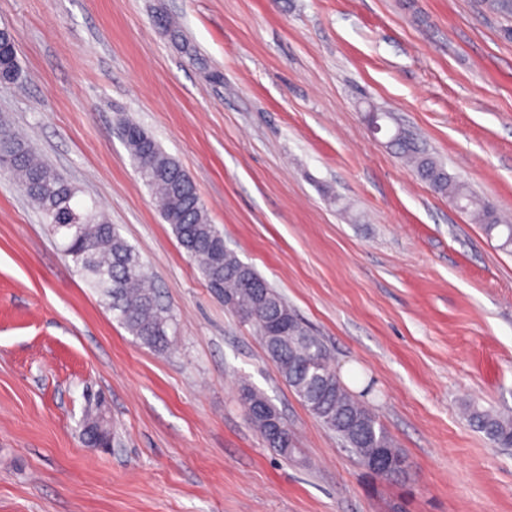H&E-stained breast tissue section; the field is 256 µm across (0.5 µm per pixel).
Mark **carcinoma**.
Returning a JSON list of instances; mask_svg holds the SVG:
<instances>
[{
	"instance_id": "cac0c4a2",
	"label": "carcinoma",
	"mask_w": 512,
	"mask_h": 512,
	"mask_svg": "<svg viewBox=\"0 0 512 512\" xmlns=\"http://www.w3.org/2000/svg\"><path fill=\"white\" fill-rule=\"evenodd\" d=\"M482 2L490 13L512 20V0ZM20 71L15 38L7 35L0 41V82L16 84L14 77ZM123 136L139 178L159 198L162 217L172 226L179 245L198 264L209 288L221 297L237 299L231 311L256 328L267 357L307 410L334 432L365 468L374 448L407 459L373 409L343 381L322 338L251 265L224 247V236L211 223L197 187L182 165L133 123L124 125ZM390 145L434 193L470 212L489 237H501L502 248H512V224L502 223L495 205L450 174L417 138L398 129ZM15 155L20 156V162L14 166L6 163L4 169L17 177L22 191L37 206L53 236L60 238L63 252L87 285L108 303L135 339L155 349L167 348L171 318L136 250L96 207L82 204L78 188L61 172L38 159L25 140L0 126V156L6 161ZM241 400L266 447L285 460H294L296 441L288 423H283L282 436L273 438L266 432L263 419L253 415L256 406L276 414L275 406L249 385L242 386ZM469 421L495 445H512L511 419L472 407ZM83 436L95 446L110 445L112 432L100 409L86 415Z\"/></svg>"
}]
</instances>
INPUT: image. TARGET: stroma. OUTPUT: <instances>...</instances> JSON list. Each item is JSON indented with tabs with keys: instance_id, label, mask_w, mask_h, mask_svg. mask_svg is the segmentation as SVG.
Returning a JSON list of instances; mask_svg holds the SVG:
<instances>
[{
	"instance_id": "obj_1",
	"label": "stroma",
	"mask_w": 512,
	"mask_h": 512,
	"mask_svg": "<svg viewBox=\"0 0 512 512\" xmlns=\"http://www.w3.org/2000/svg\"><path fill=\"white\" fill-rule=\"evenodd\" d=\"M479 3L0 0L25 77L0 119L118 226L174 319L167 350L131 336L0 172V512H512V448L468 418L512 417V252L388 144L412 133L512 224V39ZM127 122L367 391L408 482L368 475L211 291ZM245 384L299 460L265 446ZM96 405L104 448L82 435ZM240 395L241 400L247 409L249 420L260 434L266 447L270 448L276 455L283 459L293 461L298 448H296L294 432L288 426L285 419L281 416L283 419L282 437L273 438L268 432H266L263 419L252 414L255 406L265 407L267 414H280L275 406L272 405L262 392L249 385L242 386Z\"/></svg>"
}]
</instances>
